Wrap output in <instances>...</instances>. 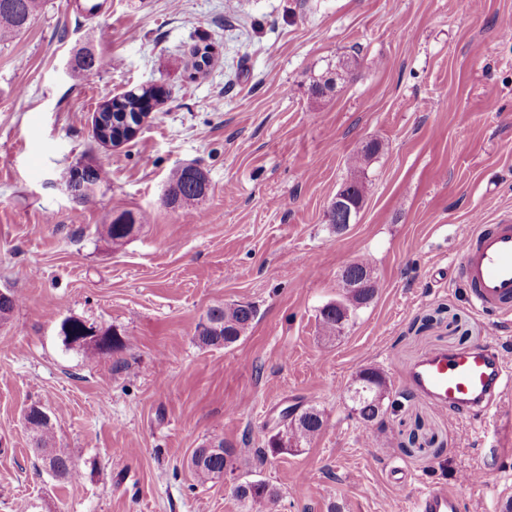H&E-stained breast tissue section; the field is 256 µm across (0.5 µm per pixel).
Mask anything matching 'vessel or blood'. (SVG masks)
Segmentation results:
<instances>
[{
	"mask_svg": "<svg viewBox=\"0 0 512 512\" xmlns=\"http://www.w3.org/2000/svg\"><path fill=\"white\" fill-rule=\"evenodd\" d=\"M456 267L480 311L512 313V221L477 222L458 241ZM404 383L451 416L488 414L512 393L498 339L480 346L437 348L406 370ZM413 512H459L457 495L443 486L425 489Z\"/></svg>",
	"mask_w": 512,
	"mask_h": 512,
	"instance_id": "b4317fda",
	"label": "vessel or blood"
}]
</instances>
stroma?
<instances>
[{"label":"stroma","instance_id":"obj_1","mask_svg":"<svg viewBox=\"0 0 512 512\" xmlns=\"http://www.w3.org/2000/svg\"><path fill=\"white\" fill-rule=\"evenodd\" d=\"M510 24L512 0H107L94 19L44 0L0 43V291L18 299L0 322V512H244L232 488L255 479L277 488L273 512H411L432 485L455 490L461 512H504L512 431L446 416L400 378L494 326L512 365V316L476 309L454 276L461 231L512 217ZM197 45L212 52L199 75ZM86 48L112 60L91 81L76 72ZM351 57L352 73L313 96ZM143 84L164 99L137 135L96 142L98 105ZM371 142L364 203L336 231L327 207ZM87 163L107 179L82 203L65 180ZM186 164L208 194L167 206ZM125 211L148 221L112 244L99 229ZM365 256L378 291L325 336L342 266ZM237 302L256 306L251 328L200 346L206 311ZM67 318L124 345H65ZM365 368L389 388L370 429L349 398ZM32 405L77 479L34 455ZM292 405L321 410L323 430L269 454ZM215 441L233 466L199 483L189 457ZM477 469L487 483H462Z\"/></svg>","mask_w":512,"mask_h":512}]
</instances>
